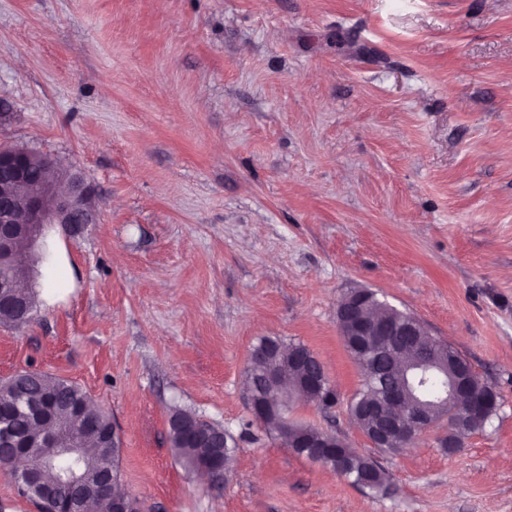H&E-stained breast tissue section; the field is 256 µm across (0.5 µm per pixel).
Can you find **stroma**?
Here are the masks:
<instances>
[{
  "label": "stroma",
  "instance_id": "35a3bbf8",
  "mask_svg": "<svg viewBox=\"0 0 512 512\" xmlns=\"http://www.w3.org/2000/svg\"><path fill=\"white\" fill-rule=\"evenodd\" d=\"M0 146L78 170L96 220L42 230L38 311L0 380L79 384L139 512H512V0H0ZM351 289L420 318L500 397L445 453L379 455L370 495L253 416V345L307 346L342 397ZM237 441L187 472L173 408ZM293 416L373 447L345 409Z\"/></svg>",
  "mask_w": 512,
  "mask_h": 512
}]
</instances>
